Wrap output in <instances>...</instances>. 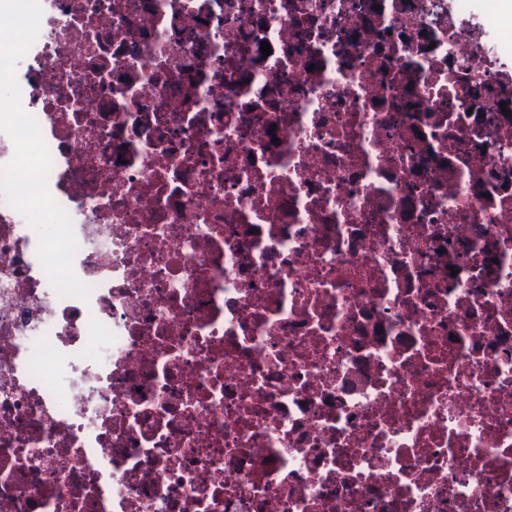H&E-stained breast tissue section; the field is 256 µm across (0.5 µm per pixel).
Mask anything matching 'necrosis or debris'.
<instances>
[{
  "mask_svg": "<svg viewBox=\"0 0 512 512\" xmlns=\"http://www.w3.org/2000/svg\"><path fill=\"white\" fill-rule=\"evenodd\" d=\"M39 3L91 292L0 199V512H512V68L462 0Z\"/></svg>",
  "mask_w": 512,
  "mask_h": 512,
  "instance_id": "obj_1",
  "label": "necrosis or debris"
}]
</instances>
